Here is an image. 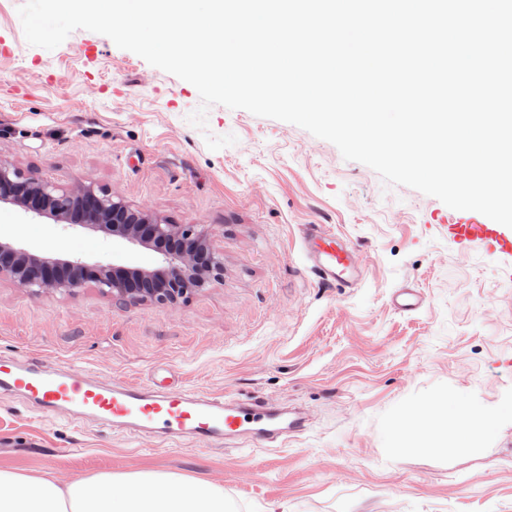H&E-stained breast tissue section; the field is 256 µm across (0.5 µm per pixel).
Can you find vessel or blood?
Here are the masks:
<instances>
[{
	"label": "vessel or blood",
	"instance_id": "obj_1",
	"mask_svg": "<svg viewBox=\"0 0 512 512\" xmlns=\"http://www.w3.org/2000/svg\"><path fill=\"white\" fill-rule=\"evenodd\" d=\"M455 238L512 259V229L472 219L450 227ZM303 243L312 269L325 284L356 287L360 272L354 251L321 225L307 224ZM395 309L422 310L426 297L406 287L391 294ZM0 391L19 392L42 408L66 417L90 416L133 435L151 434L173 443L189 436L211 446L246 443L275 448L306 422L287 408L259 400H227L194 388L171 392L98 380L82 369L47 371L33 359L0 357Z\"/></svg>",
	"mask_w": 512,
	"mask_h": 512
}]
</instances>
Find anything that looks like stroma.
<instances>
[{
  "mask_svg": "<svg viewBox=\"0 0 512 512\" xmlns=\"http://www.w3.org/2000/svg\"><path fill=\"white\" fill-rule=\"evenodd\" d=\"M0 0V159L27 175L105 190L168 224H192L224 276L177 301H116L96 282L32 291L0 278V356H34L99 378L257 398L308 421L278 448L134 437L0 397V467L64 486L101 472L157 471L223 488L228 512H512V415L477 440L398 448L395 428L442 420L455 397L512 408V260L457 243L439 199L385 184L308 131L243 109L188 121L196 88L107 36L78 29L29 45ZM232 134L209 150L206 134ZM354 251L364 278L324 285L302 225ZM99 270L163 271L149 244L0 205V242ZM425 309L401 313L394 289ZM426 297L418 288H397L391 294V303L395 309L404 313H413L426 306Z\"/></svg>",
  "mask_w": 512,
  "mask_h": 512,
  "instance_id": "35a3bbf8",
  "label": "stroma"
}]
</instances>
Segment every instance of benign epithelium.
<instances>
[{
  "label": "benign epithelium",
  "mask_w": 512,
  "mask_h": 512,
  "mask_svg": "<svg viewBox=\"0 0 512 512\" xmlns=\"http://www.w3.org/2000/svg\"><path fill=\"white\" fill-rule=\"evenodd\" d=\"M0 201L15 205L31 217H40L48 212L61 215L72 227L99 224L116 237L131 242L145 240H166L184 237L195 242L197 248L205 247V237L191 228H180L176 224H163L150 214L134 210L111 194L90 187L80 191L65 189L43 178L24 176L8 162L0 160ZM169 274L182 290L200 288L204 275H223L224 262L212 251L206 253V267L199 269L200 275L188 277L184 265L190 258V251L165 253ZM69 273L63 278H52L46 274L42 260L29 258L25 252L5 243H0V276L8 275L22 288L40 290L55 288L70 290L81 284L84 264L79 260L68 263ZM102 288L118 299L131 294L128 284L116 273L108 272L99 277Z\"/></svg>",
  "instance_id": "benign-epithelium-1"
}]
</instances>
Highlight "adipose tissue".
<instances>
[{
  "label": "adipose tissue",
  "instance_id": "adipose-tissue-1",
  "mask_svg": "<svg viewBox=\"0 0 512 512\" xmlns=\"http://www.w3.org/2000/svg\"><path fill=\"white\" fill-rule=\"evenodd\" d=\"M499 417V410H480L457 399L451 427H436L423 439L433 449L445 447L452 436L475 440ZM0 512H224V491L160 472H103L62 487L19 469L0 468Z\"/></svg>",
  "mask_w": 512,
  "mask_h": 512
}]
</instances>
